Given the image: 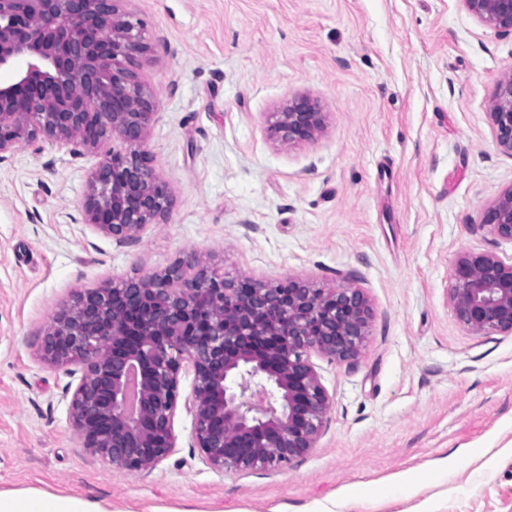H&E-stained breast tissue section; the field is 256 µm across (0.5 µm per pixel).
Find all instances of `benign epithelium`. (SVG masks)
<instances>
[{"label":"benign epithelium","instance_id":"7a95c632","mask_svg":"<svg viewBox=\"0 0 512 512\" xmlns=\"http://www.w3.org/2000/svg\"><path fill=\"white\" fill-rule=\"evenodd\" d=\"M124 0H0V161L39 141L101 152L85 219L124 243L162 219L167 183L142 149L152 94L126 63L149 49ZM486 25L512 33V0H462ZM498 149L512 156V75L489 113ZM283 145L324 127L316 100L272 113ZM122 149H109V141ZM480 227L512 241V185ZM451 303L476 333L512 335V261L466 252L455 261ZM371 307L357 288L314 281L227 277L195 255L160 274L87 290L61 310L42 358L79 375L69 403L83 447L112 468L151 470L176 447L173 423L183 362L191 364L192 432L216 471L280 466L315 447L331 408L311 361L359 354Z\"/></svg>","mask_w":512,"mask_h":512}]
</instances>
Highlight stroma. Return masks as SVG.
I'll list each match as a JSON object with an SVG mask.
<instances>
[{"mask_svg":"<svg viewBox=\"0 0 512 512\" xmlns=\"http://www.w3.org/2000/svg\"><path fill=\"white\" fill-rule=\"evenodd\" d=\"M150 46L129 67L156 101L145 148L164 221L124 244L87 224L96 154L24 144L0 161V491L90 496L109 512H512V335L450 302L461 253L512 259L481 229L512 185L489 117L512 34L462 0H126ZM315 98L310 142L271 113ZM197 255L227 276L361 288L357 357H314L332 408L314 448L267 469L204 461L180 373L177 444L112 469L69 420L41 340L84 290ZM366 499H355V490ZM272 136L283 145L312 141L324 127V112L309 96L294 98L282 111L272 113Z\"/></svg>","mask_w":512,"mask_h":512,"instance_id":"35a3bbf8","label":"stroma"}]
</instances>
